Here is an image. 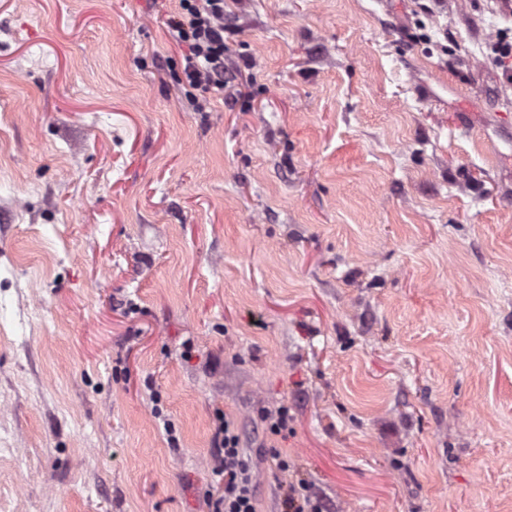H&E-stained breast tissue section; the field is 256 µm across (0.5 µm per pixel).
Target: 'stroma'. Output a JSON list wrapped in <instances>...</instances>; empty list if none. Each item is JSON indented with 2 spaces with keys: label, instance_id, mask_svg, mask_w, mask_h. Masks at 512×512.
<instances>
[{
  "label": "stroma",
  "instance_id": "1",
  "mask_svg": "<svg viewBox=\"0 0 512 512\" xmlns=\"http://www.w3.org/2000/svg\"><path fill=\"white\" fill-rule=\"evenodd\" d=\"M177 15L0 0V512H203L218 409L258 512H512V0H224L200 112ZM259 416L266 434H288V424L291 421V417L288 415L287 406H280L275 411L263 409L260 411ZM283 512H323L325 505L304 482H289L283 499Z\"/></svg>",
  "mask_w": 512,
  "mask_h": 512
}]
</instances>
